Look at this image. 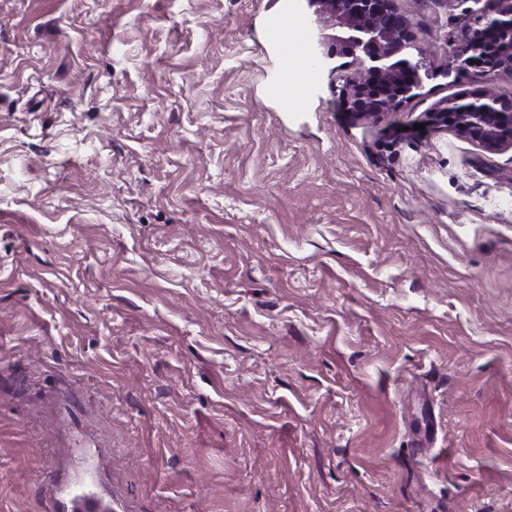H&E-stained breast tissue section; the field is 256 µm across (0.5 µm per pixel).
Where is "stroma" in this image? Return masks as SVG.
I'll return each mask as SVG.
<instances>
[{
  "label": "stroma",
  "mask_w": 512,
  "mask_h": 512,
  "mask_svg": "<svg viewBox=\"0 0 512 512\" xmlns=\"http://www.w3.org/2000/svg\"><path fill=\"white\" fill-rule=\"evenodd\" d=\"M380 123L306 0H0V512H512V148ZM290 19L288 11L280 14L273 22V31L279 46L280 62L288 63V80L289 82H296V76L303 68L304 60L301 54H291L295 43L288 39V23Z\"/></svg>",
  "instance_id": "35a3bbf8"
}]
</instances>
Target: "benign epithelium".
Returning <instances> with one entry per match:
<instances>
[{
    "label": "benign epithelium",
    "instance_id": "7a95c632",
    "mask_svg": "<svg viewBox=\"0 0 512 512\" xmlns=\"http://www.w3.org/2000/svg\"><path fill=\"white\" fill-rule=\"evenodd\" d=\"M323 28L318 48L332 59L341 46L353 61L343 78L346 108L359 118L381 122L400 111L422 88L427 59L409 20L395 0H307ZM453 61L456 69L479 67L497 79L512 77V0H491L466 28ZM433 132L452 131L495 151L512 147V99L488 88L445 98L427 113Z\"/></svg>",
    "mask_w": 512,
    "mask_h": 512
}]
</instances>
